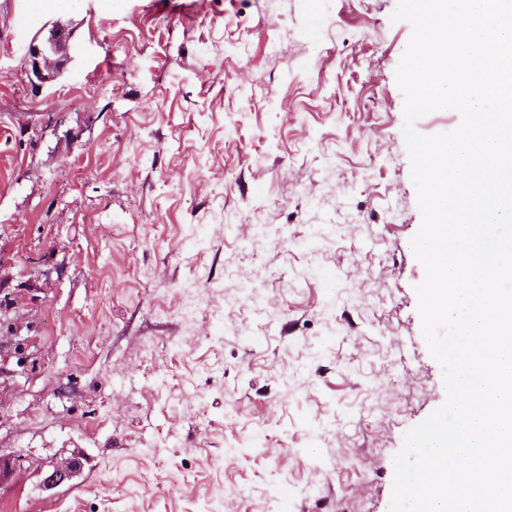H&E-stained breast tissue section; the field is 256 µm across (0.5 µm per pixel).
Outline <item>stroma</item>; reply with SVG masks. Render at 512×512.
Returning <instances> with one entry per match:
<instances>
[{"label":"stroma","mask_w":512,"mask_h":512,"mask_svg":"<svg viewBox=\"0 0 512 512\" xmlns=\"http://www.w3.org/2000/svg\"><path fill=\"white\" fill-rule=\"evenodd\" d=\"M111 2L0 0V512H389L446 398L398 0ZM68 38L65 29L53 26L48 35L42 32L30 40L26 59V74L34 85H44L54 81L63 72L67 57ZM82 469L80 457H72L51 462L41 470L42 485L45 489H54L72 482Z\"/></svg>","instance_id":"obj_1"}]
</instances>
